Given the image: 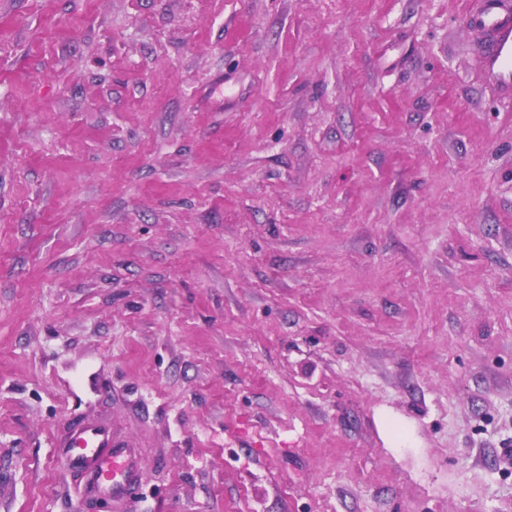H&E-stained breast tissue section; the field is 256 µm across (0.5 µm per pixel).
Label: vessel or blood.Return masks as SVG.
I'll return each mask as SVG.
<instances>
[{
	"instance_id": "1",
	"label": "vessel or blood",
	"mask_w": 512,
	"mask_h": 512,
	"mask_svg": "<svg viewBox=\"0 0 512 512\" xmlns=\"http://www.w3.org/2000/svg\"><path fill=\"white\" fill-rule=\"evenodd\" d=\"M489 44L484 66L489 76L512 89V0H480L468 17ZM61 460L78 477L88 497L123 503L142 480L136 449L112 435L110 424L95 419L70 423L60 441Z\"/></svg>"
}]
</instances>
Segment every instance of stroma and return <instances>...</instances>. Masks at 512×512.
<instances>
[{
	"mask_svg": "<svg viewBox=\"0 0 512 512\" xmlns=\"http://www.w3.org/2000/svg\"><path fill=\"white\" fill-rule=\"evenodd\" d=\"M476 3L0 0V512H512ZM59 448H64L61 461L83 482L88 497L124 503L142 480L137 448L115 439L108 423L95 419L70 423Z\"/></svg>",
	"mask_w": 512,
	"mask_h": 512,
	"instance_id": "stroma-1",
	"label": "stroma"
}]
</instances>
